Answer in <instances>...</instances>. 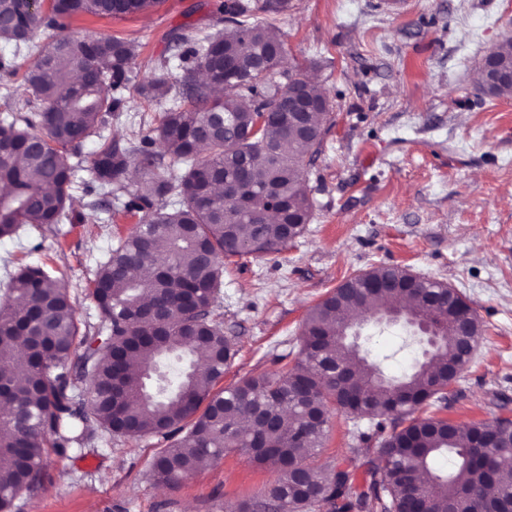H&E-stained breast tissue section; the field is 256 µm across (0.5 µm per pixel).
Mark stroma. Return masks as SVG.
<instances>
[{
	"mask_svg": "<svg viewBox=\"0 0 512 512\" xmlns=\"http://www.w3.org/2000/svg\"><path fill=\"white\" fill-rule=\"evenodd\" d=\"M218 2L163 0L145 14L82 17L72 27L135 40L144 60L170 56L171 31L220 28ZM276 25L287 66L317 80L333 123L307 168L315 209L304 234L281 252L224 263L220 311L238 353L221 387L282 373L315 303L349 277L398 265L455 288L483 324L443 416L512 418V98L477 90L484 58L512 37V0H292ZM158 112L130 97L104 134L121 144L148 135ZM94 185L82 161L62 224L29 225L0 240V280L25 264L53 269L82 329L98 320L89 292L97 267L134 224L130 216L91 223ZM359 343L390 377L405 374L421 351L401 326L366 324ZM348 427L333 414L317 459L343 460L359 486L368 459ZM159 447L151 437L107 436L83 458L47 451L42 486L22 497V512H226L276 477L233 452L170 489L150 475Z\"/></svg>",
	"mask_w": 512,
	"mask_h": 512,
	"instance_id": "stroma-1",
	"label": "stroma"
}]
</instances>
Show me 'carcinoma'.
Masks as SVG:
<instances>
[{"label": "carcinoma", "mask_w": 512, "mask_h": 512, "mask_svg": "<svg viewBox=\"0 0 512 512\" xmlns=\"http://www.w3.org/2000/svg\"><path fill=\"white\" fill-rule=\"evenodd\" d=\"M161 0H0V43L35 48L19 71L15 55H0V73L21 76L27 97L11 101L3 85L6 115L0 118V239L30 224L62 223L74 184L75 160L93 143L98 189L115 212L138 217L117 240L92 281L99 322L78 336L75 309L55 273L25 265L0 285V512H20L16 500L43 481L47 449L61 454L90 448L96 430L112 438L155 437L166 442L154 456L151 476L175 488L203 460L244 451L278 473L259 499L240 502L238 512L269 499L302 512L310 495L325 512H411L409 476L427 473L431 460L448 454V472L419 490L430 512H448L458 489L472 494L470 512H512V420L454 422L417 415L446 400L436 390L440 372L457 366L462 337L453 323L436 317L448 344L429 362L391 378L374 364L359 363L344 334L367 315L398 306L419 314L433 299L449 309L469 303L444 282L421 279L400 266H379L355 275L326 294L307 313L295 362L279 375L250 376L215 389L237 349L224 336L217 312L224 261L244 253L278 252L288 235L302 236L313 218L305 170L331 125V108L307 113L301 132L287 98L325 99L299 67L282 70L284 41L256 14L280 15L290 0H223L226 26L215 32L188 30L173 37L180 75L170 80L171 60L134 70L135 42L111 35L69 32L80 17L125 18ZM56 29L65 35L42 40ZM496 66L512 70V38L491 52ZM481 94L512 97V83L480 82ZM163 108L153 135L119 146L102 135L109 119L124 111L127 95ZM245 179L248 204L224 202V185ZM147 267L146 277L131 271ZM82 347L77 374L66 367ZM138 360V369L128 367ZM328 363L361 364L352 383L336 379ZM365 391L369 427L392 430L379 448L378 465L364 489H354L341 460H313L331 421L330 406L348 416L350 433L370 435L357 405L344 402L347 388ZM264 410L270 426H243ZM303 474L292 480L288 471Z\"/></svg>", "instance_id": "1"}]
</instances>
